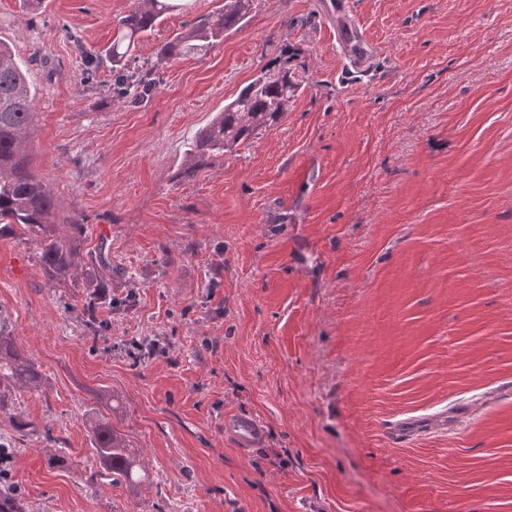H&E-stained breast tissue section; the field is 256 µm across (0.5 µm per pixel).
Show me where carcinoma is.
Listing matches in <instances>:
<instances>
[{
    "mask_svg": "<svg viewBox=\"0 0 512 512\" xmlns=\"http://www.w3.org/2000/svg\"><path fill=\"white\" fill-rule=\"evenodd\" d=\"M255 0H224L217 12L193 20L165 49L169 59L204 55L224 32L238 28L252 12ZM176 8L174 0H133L129 12L118 20L119 35L112 41V71L117 90H131L142 98L156 88L150 69L123 66L140 35L152 30L163 14ZM299 84L288 70L266 72L243 87L224 104L211 121L199 129L186 152L184 175L205 167L211 157L231 152L257 132L277 122ZM35 94L16 56L0 43V237L16 229L34 236L48 280L65 284L84 260L101 276L112 275L104 247L82 257L84 225L73 215L57 212L50 189L37 175L30 134L35 116ZM42 374L37 364L16 345L0 325V410L8 406L10 387L38 389ZM91 446L115 482L137 484L141 468L125 440L102 419L89 420Z\"/></svg>",
    "mask_w": 512,
    "mask_h": 512,
    "instance_id": "1",
    "label": "carcinoma"
}]
</instances>
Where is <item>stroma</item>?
Wrapping results in <instances>:
<instances>
[{"label": "stroma", "mask_w": 512, "mask_h": 512, "mask_svg": "<svg viewBox=\"0 0 512 512\" xmlns=\"http://www.w3.org/2000/svg\"><path fill=\"white\" fill-rule=\"evenodd\" d=\"M178 2L131 52L158 80L132 101L102 58L132 0H0L38 173L112 261L103 293L88 264L55 285L34 237H0V321L43 376L0 411L25 512H512V0H349L365 76L324 0H256L166 58L222 4ZM282 67L284 116L182 177ZM94 414L145 483L105 476ZM255 0H224L216 13L193 20L165 49L166 58L188 54L204 55L217 42L224 40V32L238 28L252 12ZM324 13L333 18L336 24V41L342 55L350 66L357 71H363L370 57L363 31L349 16L347 2L344 0H327ZM233 422L237 429V440L241 448H251L260 440L261 432L257 421L249 418H238Z\"/></svg>", "instance_id": "stroma-1"}]
</instances>
